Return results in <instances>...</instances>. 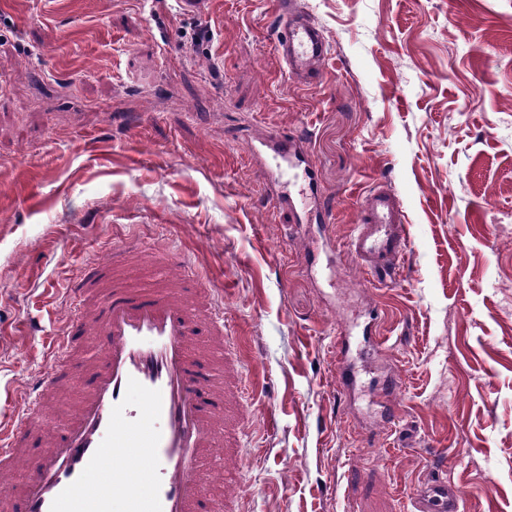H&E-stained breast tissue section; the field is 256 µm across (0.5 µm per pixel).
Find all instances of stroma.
<instances>
[{
  "label": "stroma",
  "instance_id": "1",
  "mask_svg": "<svg viewBox=\"0 0 512 512\" xmlns=\"http://www.w3.org/2000/svg\"><path fill=\"white\" fill-rule=\"evenodd\" d=\"M300 5L328 42L315 85L274 50L276 0H0V428L69 284L127 244L135 285L174 253L224 289L246 512H409L437 476L512 512V0ZM268 126L305 135L304 223L271 202L302 179L256 175ZM381 181L410 225L385 283L348 250ZM347 326L371 331L352 393Z\"/></svg>",
  "mask_w": 512,
  "mask_h": 512
}]
</instances>
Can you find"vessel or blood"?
I'll return each instance as SVG.
<instances>
[{
  "mask_svg": "<svg viewBox=\"0 0 512 512\" xmlns=\"http://www.w3.org/2000/svg\"><path fill=\"white\" fill-rule=\"evenodd\" d=\"M282 29L275 46L289 74L305 85L321 82L327 57L323 31L298 13L296 0H278ZM270 149L291 168L314 178L298 133L266 130L252 154ZM349 242L371 274L391 272L409 229L389 187L370 192ZM127 250L89 262L70 285L73 302L54 365L35 384L26 413L0 436V501L17 512H204L214 481L217 443L235 448L240 424L227 394L241 395L232 358L216 371L192 346L196 330L224 342L222 289H204L180 277H161L139 292L115 277ZM100 353L81 387L62 435L51 436L33 475L15 486L28 462L27 437L40 425L47 395L68 383L65 363L85 337ZM412 512H461L457 486L436 477L411 495Z\"/></svg>",
  "mask_w": 512,
  "mask_h": 512,
  "instance_id": "1",
  "label": "vessel or blood"
}]
</instances>
